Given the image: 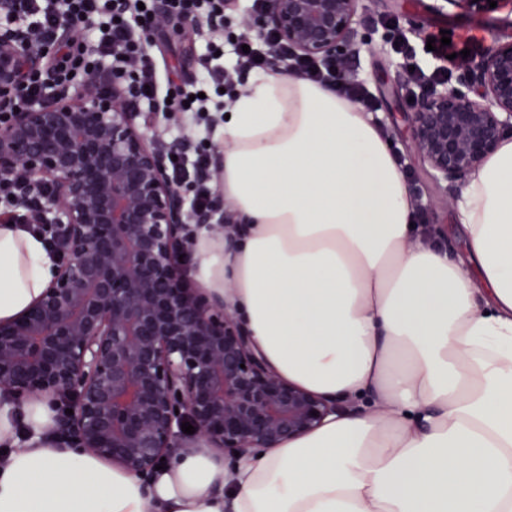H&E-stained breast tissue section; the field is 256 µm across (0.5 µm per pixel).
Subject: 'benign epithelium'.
<instances>
[{
    "instance_id": "7a95c632",
    "label": "benign epithelium",
    "mask_w": 512,
    "mask_h": 512,
    "mask_svg": "<svg viewBox=\"0 0 512 512\" xmlns=\"http://www.w3.org/2000/svg\"><path fill=\"white\" fill-rule=\"evenodd\" d=\"M487 0H434L478 16ZM368 24L363 0H265L247 28L266 44L270 69L283 47L347 60ZM47 52L0 35V178L44 194L29 222L47 223L63 259L39 300L0 323V389L23 400L64 396L62 425L75 446L146 481L194 428L211 448H270L321 426L334 399L281 379L230 313L187 286L192 228L224 221L223 200L187 209L149 119L127 107L107 68L79 90L25 98ZM512 135V33L467 61L455 84L425 85L409 119L411 145L435 180L462 186ZM317 415H312V412Z\"/></svg>"
}]
</instances>
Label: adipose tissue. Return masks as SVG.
<instances>
[{
	"mask_svg": "<svg viewBox=\"0 0 512 512\" xmlns=\"http://www.w3.org/2000/svg\"><path fill=\"white\" fill-rule=\"evenodd\" d=\"M227 112L231 222L195 229L191 273L277 374L355 409L233 463L179 448L145 483L56 442V400L0 392V512H512V138L460 191L456 259L361 103L269 75ZM56 264L0 224V322Z\"/></svg>",
	"mask_w": 512,
	"mask_h": 512,
	"instance_id": "1",
	"label": "adipose tissue"
}]
</instances>
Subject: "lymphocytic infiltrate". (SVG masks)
Here are the masks:
<instances>
[{
	"label": "lymphocytic infiltrate",
	"instance_id": "lymphocytic-infiltrate-1",
	"mask_svg": "<svg viewBox=\"0 0 512 512\" xmlns=\"http://www.w3.org/2000/svg\"><path fill=\"white\" fill-rule=\"evenodd\" d=\"M15 12L30 17L31 22L23 35L35 49H52L56 65L51 73L36 74L29 78L28 97L46 99L65 90L70 76L79 70H88L107 61L119 77L128 79L132 100L147 99L148 87L156 86V70L151 60V43L144 40L142 31L153 22V0H15ZM75 27L79 40L62 42L63 22ZM291 70L307 79L334 88L339 94L360 100L366 111L376 109V102L363 85L344 77L333 60L311 61L291 58ZM235 92L233 80L225 74L223 64L206 66L195 82L170 84L166 96L168 111L190 110L197 114L220 112L223 98ZM213 121H206L195 138L174 137L170 152L175 160L171 164L174 183L195 181L196 190L190 202L191 209L209 206L212 186L208 181L209 159L205 144L213 132Z\"/></svg>",
	"mask_w": 512,
	"mask_h": 512
}]
</instances>
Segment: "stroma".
Masks as SVG:
<instances>
[{"instance_id": "35a3bbf8", "label": "stroma", "mask_w": 512, "mask_h": 512, "mask_svg": "<svg viewBox=\"0 0 512 512\" xmlns=\"http://www.w3.org/2000/svg\"><path fill=\"white\" fill-rule=\"evenodd\" d=\"M432 5V0H366L372 24L365 32V44L359 46L349 63V75L362 82L377 101L376 118L404 159L430 235L457 255L462 251L455 232L457 208L447 204L445 192L430 178L426 163L411 149L406 136V116L412 110L410 99L415 86L403 59L393 52L392 43L401 32L420 51L428 32L447 30L458 46L469 47L471 54L476 55L489 47L500 28L512 19V5L502 0L478 17L453 7L441 14ZM391 19L396 21V28H388ZM152 45L160 77L170 76L179 83H190L199 77L204 45L176 19H166L154 27Z\"/></svg>"}]
</instances>
